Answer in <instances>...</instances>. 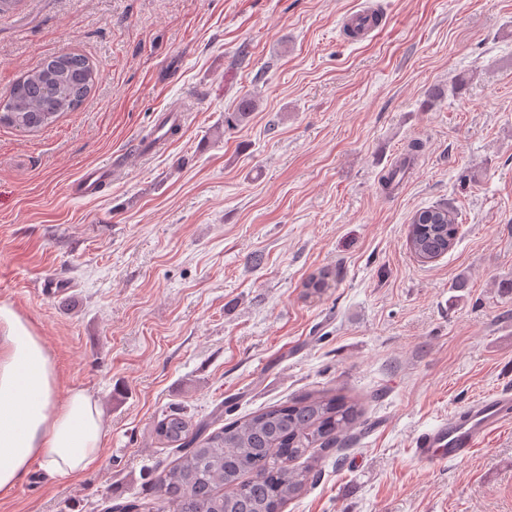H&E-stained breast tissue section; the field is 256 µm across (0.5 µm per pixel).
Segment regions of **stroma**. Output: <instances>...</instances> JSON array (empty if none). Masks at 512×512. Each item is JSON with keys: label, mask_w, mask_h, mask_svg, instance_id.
<instances>
[{"label": "stroma", "mask_w": 512, "mask_h": 512, "mask_svg": "<svg viewBox=\"0 0 512 512\" xmlns=\"http://www.w3.org/2000/svg\"><path fill=\"white\" fill-rule=\"evenodd\" d=\"M363 3L0 13V94L59 52L99 70L53 124L0 125V305L41 336L59 392L93 396L104 429L94 469L52 479L33 464L0 512H107L175 458L151 435L162 413L230 420L318 389L359 399L370 426L324 453L284 512H512V425L462 462L410 452L418 430L512 389V0H379L384 28L348 40ZM246 96L255 110L225 128ZM184 105V129L141 158L140 139ZM413 141L416 165L384 191ZM116 160L97 193H71ZM436 203L459 236L422 263L408 226ZM322 267L331 288L304 297Z\"/></svg>", "instance_id": "obj_1"}]
</instances>
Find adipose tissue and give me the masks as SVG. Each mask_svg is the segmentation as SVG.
Returning <instances> with one entry per match:
<instances>
[{"label": "adipose tissue", "mask_w": 512, "mask_h": 512, "mask_svg": "<svg viewBox=\"0 0 512 512\" xmlns=\"http://www.w3.org/2000/svg\"><path fill=\"white\" fill-rule=\"evenodd\" d=\"M100 411L80 388L58 394L55 364L29 325L0 306V494L10 493L33 463L78 478L103 451Z\"/></svg>", "instance_id": "obj_1"}]
</instances>
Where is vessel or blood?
Instances as JSON below:
<instances>
[{
    "mask_svg": "<svg viewBox=\"0 0 512 512\" xmlns=\"http://www.w3.org/2000/svg\"><path fill=\"white\" fill-rule=\"evenodd\" d=\"M380 19L374 9L364 8L351 14L349 30L363 38L378 28ZM512 422V391L470 403L462 412L437 420L412 441V453L425 465L441 466L467 460L481 442L505 424Z\"/></svg>",
    "mask_w": 512,
    "mask_h": 512,
    "instance_id": "obj_1",
    "label": "vessel or blood"
}]
</instances>
